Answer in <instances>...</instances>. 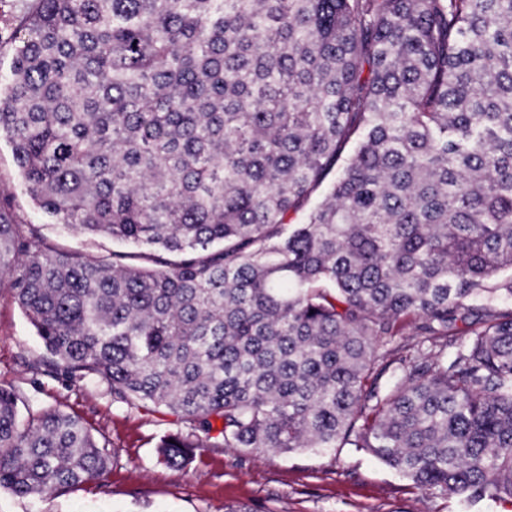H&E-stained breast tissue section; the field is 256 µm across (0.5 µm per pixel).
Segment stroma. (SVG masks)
Instances as JSON below:
<instances>
[{
  "label": "stroma",
  "instance_id": "stroma-1",
  "mask_svg": "<svg viewBox=\"0 0 512 512\" xmlns=\"http://www.w3.org/2000/svg\"><path fill=\"white\" fill-rule=\"evenodd\" d=\"M14 219L36 225L52 243L101 254L106 237L93 240L57 224L29 197L11 145L0 141V199ZM43 352L32 326L8 292L0 291V387L27 394L30 412L58 409L78 417L112 455L103 479L45 497L0 490V512H507L491 501L476 505L432 494L373 457L353 448L276 455L208 448L176 471L158 461V444L184 432L176 417L153 407L114 402L105 386L33 373Z\"/></svg>",
  "mask_w": 512,
  "mask_h": 512
}]
</instances>
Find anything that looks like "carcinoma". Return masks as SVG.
Listing matches in <instances>:
<instances>
[{
  "label": "carcinoma",
  "instance_id": "cac0c4a2",
  "mask_svg": "<svg viewBox=\"0 0 512 512\" xmlns=\"http://www.w3.org/2000/svg\"><path fill=\"white\" fill-rule=\"evenodd\" d=\"M14 41L29 194L131 247L59 248L0 201L35 371L189 424L173 468L347 447L512 505V0H30ZM21 405L0 388V490L103 478L108 445Z\"/></svg>",
  "mask_w": 512,
  "mask_h": 512
}]
</instances>
